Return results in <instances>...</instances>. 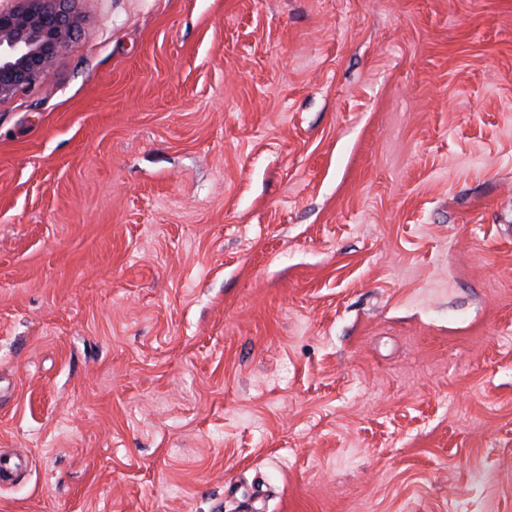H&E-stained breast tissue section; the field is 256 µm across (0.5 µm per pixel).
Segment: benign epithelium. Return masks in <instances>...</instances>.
<instances>
[{
    "label": "benign epithelium",
    "mask_w": 512,
    "mask_h": 512,
    "mask_svg": "<svg viewBox=\"0 0 512 512\" xmlns=\"http://www.w3.org/2000/svg\"><path fill=\"white\" fill-rule=\"evenodd\" d=\"M71 0H14L0 6V103L47 80L78 25Z\"/></svg>",
    "instance_id": "benign-epithelium-1"
}]
</instances>
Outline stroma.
<instances>
[{
    "instance_id": "1",
    "label": "stroma",
    "mask_w": 512,
    "mask_h": 512,
    "mask_svg": "<svg viewBox=\"0 0 512 512\" xmlns=\"http://www.w3.org/2000/svg\"><path fill=\"white\" fill-rule=\"evenodd\" d=\"M0 103V512H512V0H73Z\"/></svg>"
}]
</instances>
